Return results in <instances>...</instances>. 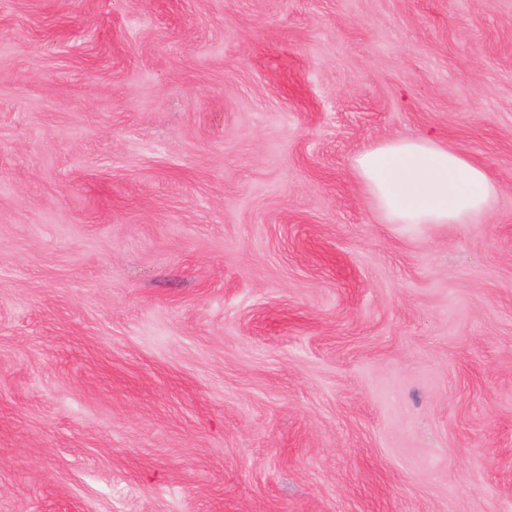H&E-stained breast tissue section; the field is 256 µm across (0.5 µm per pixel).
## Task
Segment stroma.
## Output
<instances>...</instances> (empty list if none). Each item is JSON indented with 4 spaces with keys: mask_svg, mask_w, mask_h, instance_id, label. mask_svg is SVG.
I'll list each match as a JSON object with an SVG mask.
<instances>
[{
    "mask_svg": "<svg viewBox=\"0 0 512 512\" xmlns=\"http://www.w3.org/2000/svg\"><path fill=\"white\" fill-rule=\"evenodd\" d=\"M0 512H512V0H0ZM353 168L389 224H469L498 192L480 165L430 135L383 141Z\"/></svg>",
    "mask_w": 512,
    "mask_h": 512,
    "instance_id": "1",
    "label": "stroma"
}]
</instances>
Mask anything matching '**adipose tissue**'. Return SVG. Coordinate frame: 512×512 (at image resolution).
Instances as JSON below:
<instances>
[{"label":"adipose tissue","mask_w":512,"mask_h":512,"mask_svg":"<svg viewBox=\"0 0 512 512\" xmlns=\"http://www.w3.org/2000/svg\"><path fill=\"white\" fill-rule=\"evenodd\" d=\"M353 168L392 224H466L498 192L480 165L429 135L383 141Z\"/></svg>","instance_id":"adipose-tissue-1"}]
</instances>
